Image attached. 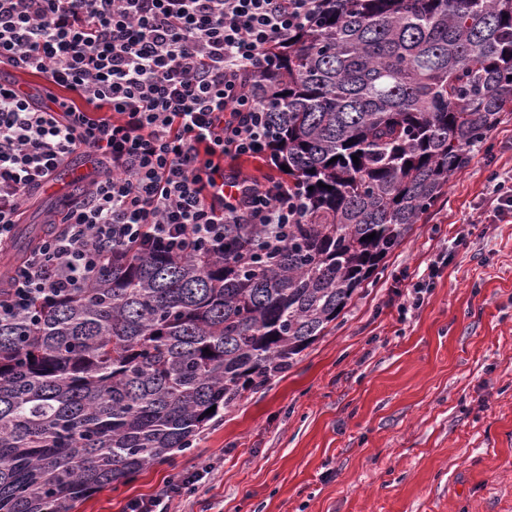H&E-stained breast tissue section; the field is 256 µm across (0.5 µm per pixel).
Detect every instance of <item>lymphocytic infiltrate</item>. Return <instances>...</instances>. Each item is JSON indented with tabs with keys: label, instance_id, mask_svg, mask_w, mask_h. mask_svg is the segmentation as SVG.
<instances>
[{
	"label": "lymphocytic infiltrate",
	"instance_id": "obj_1",
	"mask_svg": "<svg viewBox=\"0 0 512 512\" xmlns=\"http://www.w3.org/2000/svg\"><path fill=\"white\" fill-rule=\"evenodd\" d=\"M315 11L316 0H0V65L51 85L0 81V254L56 169L79 153L95 168L14 261L0 319L65 296L116 249L220 256L228 224L270 225L279 249L300 203L286 182L222 161L268 159L252 79Z\"/></svg>",
	"mask_w": 512,
	"mask_h": 512
}]
</instances>
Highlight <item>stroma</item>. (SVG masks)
<instances>
[{"mask_svg": "<svg viewBox=\"0 0 512 512\" xmlns=\"http://www.w3.org/2000/svg\"><path fill=\"white\" fill-rule=\"evenodd\" d=\"M512 170V114L450 182L324 336L204 427L194 448L82 502L124 512L195 470L174 512H512V214L490 171ZM82 185L57 175L25 228ZM465 236L469 249L452 242ZM420 307L412 284L440 252Z\"/></svg>", "mask_w": 512, "mask_h": 512, "instance_id": "1", "label": "stroma"}]
</instances>
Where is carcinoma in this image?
<instances>
[{
    "mask_svg": "<svg viewBox=\"0 0 512 512\" xmlns=\"http://www.w3.org/2000/svg\"><path fill=\"white\" fill-rule=\"evenodd\" d=\"M277 57L255 82L302 223L119 250L0 320V512H76L288 370L512 112V0H317Z\"/></svg>",
    "mask_w": 512,
    "mask_h": 512,
    "instance_id": "1",
    "label": "carcinoma"
}]
</instances>
